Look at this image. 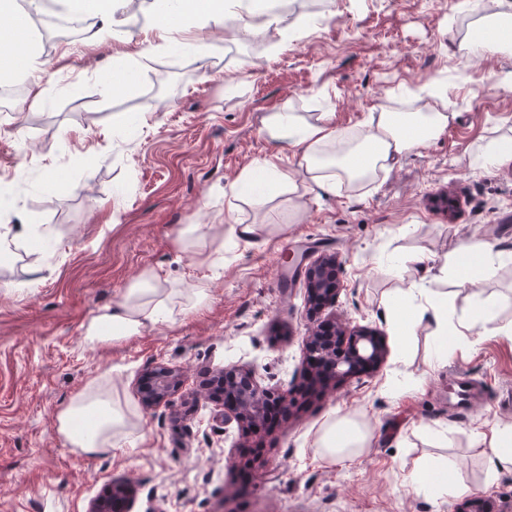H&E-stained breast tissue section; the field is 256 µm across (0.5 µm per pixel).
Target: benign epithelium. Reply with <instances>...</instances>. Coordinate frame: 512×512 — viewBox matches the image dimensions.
Returning <instances> with one entry per match:
<instances>
[{
    "label": "benign epithelium",
    "mask_w": 512,
    "mask_h": 512,
    "mask_svg": "<svg viewBox=\"0 0 512 512\" xmlns=\"http://www.w3.org/2000/svg\"><path fill=\"white\" fill-rule=\"evenodd\" d=\"M334 255H321L306 269L310 302L319 308L332 306L344 285L337 274ZM307 372L324 386L338 385L361 373L376 371L386 359L381 333L362 326L330 321L312 329L305 340ZM217 383L224 389V422L247 421L254 426L263 422L273 392L258 380L255 372L240 364L229 363L219 371ZM183 387L181 373L158 365L149 373V381L137 387L143 407L156 408L170 401ZM129 488L117 485L110 494L95 502L92 512H128Z\"/></svg>",
    "instance_id": "obj_1"
}]
</instances>
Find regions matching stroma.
Returning a JSON list of instances; mask_svg holds the SVG:
<instances>
[{
    "label": "stroma",
    "instance_id": "obj_1",
    "mask_svg": "<svg viewBox=\"0 0 512 512\" xmlns=\"http://www.w3.org/2000/svg\"><path fill=\"white\" fill-rule=\"evenodd\" d=\"M512 0H285L284 23L253 36L238 25L247 0H228L195 31L137 22L118 0L129 35L87 40L92 14L34 15L28 38L45 66L35 79L0 80V512H89L115 484L132 512H459L406 484L423 459H453L459 479L493 512L512 507V471L488 478L478 431L512 423V336L476 327L446 364L430 366L429 327L410 342L394 331L387 301L421 285L453 296L473 316L477 298L512 319V262L476 271L479 297L456 294L440 273L460 243L512 254V159L484 166L482 148L512 137V53L464 58L457 41L476 15ZM306 26L285 31L295 18ZM45 90L32 104L30 85ZM448 97L455 118L439 139L398 158L375 178L328 193L274 185L267 160L294 165L267 140L263 120L327 113L357 132L381 111L424 108L423 88ZM252 170L263 202L233 198ZM457 209L447 214V201ZM250 224L252 239L231 227ZM199 225L178 243L180 226ZM336 255L345 288L329 312L382 333L384 364L300 400L292 416L246 434L225 423L204 383L237 362L282 393L305 382L304 338L318 315L300 259ZM157 268L180 292L170 321L109 346H89L83 326ZM196 288L206 302L190 307ZM185 384L169 404L142 407L137 382L156 364ZM120 395L136 429L123 451L89 457L67 447L56 414L90 380ZM362 416L368 452L325 467L311 446L332 414Z\"/></svg>",
    "mask_w": 512,
    "mask_h": 512
}]
</instances>
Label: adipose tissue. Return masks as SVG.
Returning a JSON list of instances; mask_svg holds the SVG:
<instances>
[{"label": "adipose tissue", "mask_w": 512, "mask_h": 512, "mask_svg": "<svg viewBox=\"0 0 512 512\" xmlns=\"http://www.w3.org/2000/svg\"><path fill=\"white\" fill-rule=\"evenodd\" d=\"M42 4L43 0H0V13L11 18L7 26L0 28V44L17 46L28 74L38 71L41 62L25 42L23 32L31 12L40 10ZM223 10L224 0H169L163 17L175 26L189 22L202 28ZM473 28V33L459 42L460 52L469 55L484 48L480 38L484 32L495 33L494 44L499 49L512 50L511 10L480 16L474 20ZM452 118L448 100L441 93L433 94L428 111L373 114L353 134L332 126L324 113L309 122L293 112H276L265 118L263 131L269 140L293 148L298 171L288 173L273 162L268 163L267 169L274 181L288 190H295V177L300 174L307 183L332 191L338 181L370 177L398 157L440 138ZM501 260V253L478 241L461 243L445 258L456 275L457 286L466 291L476 287L470 274L473 265L489 270ZM172 301L173 291L162 271H147L123 291L112 308L92 317L85 327L84 338L88 344L105 345L140 334L145 328L170 318ZM390 304L401 314L398 332L403 340H410L422 324L431 326L436 338L428 358L432 366L446 363L455 343L471 334L477 323L490 325L491 335H512V320H499L491 303L485 304L477 318L471 319L458 316L447 295L401 288L392 295ZM56 423L57 432L65 442L88 456L120 451L130 434L124 408L113 400L111 391L93 381L58 411ZM371 438L367 421L350 414H337L318 430L313 453L323 465L331 467L336 461L364 455ZM407 481L415 489L435 492L442 499L467 491L466 485L457 481L455 464L451 461L415 468Z\"/></svg>", "instance_id": "adipose-tissue-1"}]
</instances>
